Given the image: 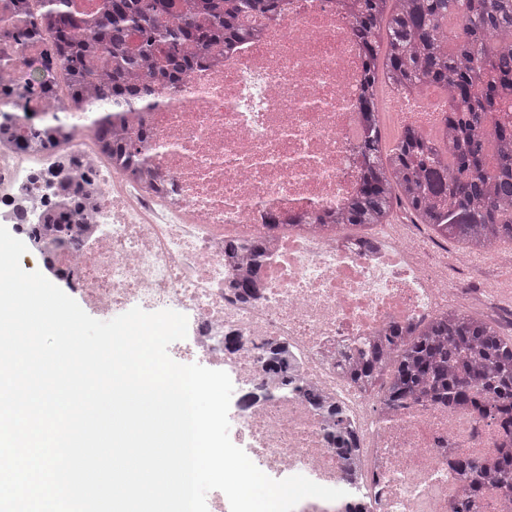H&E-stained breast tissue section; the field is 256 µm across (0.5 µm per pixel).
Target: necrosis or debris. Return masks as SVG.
<instances>
[{"instance_id": "4bbe7bcc", "label": "necrosis or debris", "mask_w": 512, "mask_h": 512, "mask_svg": "<svg viewBox=\"0 0 512 512\" xmlns=\"http://www.w3.org/2000/svg\"><path fill=\"white\" fill-rule=\"evenodd\" d=\"M250 41L203 59L178 90L149 106L112 115V130L142 137L143 162H112L95 129L97 112H54L68 88L62 68H43L52 37L0 39V108L20 105L25 124L52 127L54 146L0 142V220L42 223L49 185L65 175L74 240L52 255L77 292L110 316L138 307L188 318L176 342L179 363L225 371L234 392L235 443L270 478L303 475L345 490L328 502L302 500L295 512H455L468 485L450 463L460 456L491 465L506 438L498 423L469 409L407 400L383 405L349 371L390 326L449 311L512 316V289L475 286L487 266L512 267V253L473 255L437 247L417 225H377L370 238L333 218L355 195L363 135L358 102L364 56L342 0H283L254 23ZM44 69L45 101L20 100ZM397 125L441 126L442 97L390 92ZM239 245L224 256L225 241ZM257 272L248 297L232 280ZM288 350L287 374L271 371V348ZM319 392L357 435L356 470L326 440L329 417L285 391L281 380Z\"/></svg>"}]
</instances>
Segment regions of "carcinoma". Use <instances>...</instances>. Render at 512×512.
Wrapping results in <instances>:
<instances>
[{
    "instance_id": "carcinoma-1",
    "label": "carcinoma",
    "mask_w": 512,
    "mask_h": 512,
    "mask_svg": "<svg viewBox=\"0 0 512 512\" xmlns=\"http://www.w3.org/2000/svg\"><path fill=\"white\" fill-rule=\"evenodd\" d=\"M17 29L27 37L53 29V56L66 72L84 112H121L144 105L158 86L177 85L211 48L229 49L253 36L249 17L276 14L280 0H9ZM353 26L366 55L360 108L368 134L360 145V188L336 223L388 224L394 209L413 224L470 251L512 245V126L486 128L502 94L512 90V0H355ZM456 26L448 27V21ZM390 82L414 92L425 86L448 94L444 126L432 137L407 125L393 145L382 140L377 88ZM17 144L39 138L19 129L13 113L0 109V136ZM122 160L140 162L130 140L111 144ZM70 212L29 234L38 251L70 242ZM393 326L386 344L373 347L352 368L356 380L377 381L393 363L385 404L402 406L424 397L452 406L473 405L512 433V336L496 323L450 311L402 342ZM329 442L343 456L355 439L336 414ZM456 470L470 485L475 512L484 480L512 501V447L496 465L458 457Z\"/></svg>"
}]
</instances>
